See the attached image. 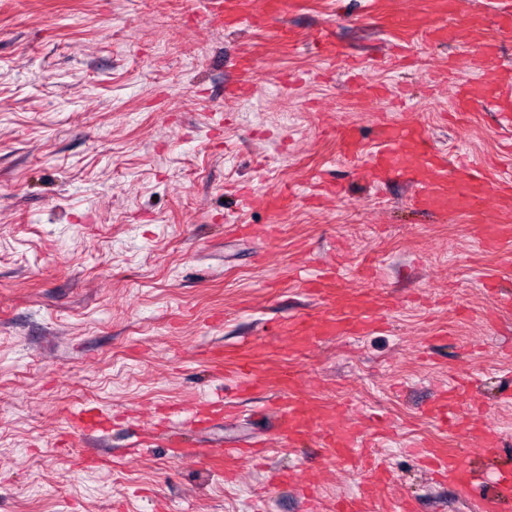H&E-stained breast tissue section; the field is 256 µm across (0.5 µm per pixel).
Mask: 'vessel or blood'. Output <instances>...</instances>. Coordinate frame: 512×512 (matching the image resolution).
Returning a JSON list of instances; mask_svg holds the SVG:
<instances>
[{
    "mask_svg": "<svg viewBox=\"0 0 512 512\" xmlns=\"http://www.w3.org/2000/svg\"><path fill=\"white\" fill-rule=\"evenodd\" d=\"M496 17L490 36L476 40L470 60L483 64L493 49L501 43L512 42V0H492ZM254 0H207L206 11L217 25L240 24L253 15ZM456 0H421L417 17L408 14L385 13L381 0L374 4L375 13L387 16L388 26L400 49L417 43H440L452 40L455 32L448 19L455 11ZM465 97L471 104H499L501 116L512 125V82L504 81L494 91L470 87ZM374 147L369 151L371 164L390 179L405 181L411 189L410 203L445 213H461L473 221H481L489 207L499 215L494 224H483L478 244L493 249L512 245V175L487 166H474L465 158L449 161L433 145L425 129L400 126L389 121L377 124ZM336 142L343 156L356 157L365 152L363 140L354 126L342 122L336 126ZM299 282L305 292L316 300L321 310L317 318L284 321L274 326L281 337L284 350H293L300 343L320 345L336 336H362L374 332L386 307L384 298L374 296L356 304H348L342 295L336 272L304 273ZM260 351L255 344H245L235 365L246 377L248 385L263 382L257 371ZM279 387L282 396L277 405L278 444L282 447L311 445L320 454L344 468L369 474L372 480L392 483L394 475L376 452L375 437L352 421L342 419L331 411L322 420L312 416L308 393L299 386L297 373L281 374ZM455 390L442 393L431 412L442 427L456 431L466 429L475 439L479 450L499 447L501 435L489 423L474 418L460 421L452 407ZM80 435L104 430L105 417L96 409L84 407L75 414ZM171 457L175 460L194 459L208 471L231 475L247 459L259 456L256 448H188L180 440H171ZM413 453L417 461L442 481L461 493L481 482L482 475L474 469L464 449L441 446L432 442L416 444ZM512 491V471L503 472L493 486L484 490L483 512H498L505 494ZM377 498L370 487L331 502L328 512H416L414 503L403 497L386 498L384 509H377Z\"/></svg>",
    "mask_w": 512,
    "mask_h": 512,
    "instance_id": "1",
    "label": "vessel or blood"
}]
</instances>
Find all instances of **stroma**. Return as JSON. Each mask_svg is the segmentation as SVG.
Returning a JSON list of instances; mask_svg holds the SVG:
<instances>
[{
    "mask_svg": "<svg viewBox=\"0 0 512 512\" xmlns=\"http://www.w3.org/2000/svg\"><path fill=\"white\" fill-rule=\"evenodd\" d=\"M370 2L298 0L280 38L208 24L203 0H0V512H154L157 496L166 512H303L300 487L269 485L262 466L231 484L147 437L156 410L220 396L238 411L195 430L197 444L273 438L264 392L204 357L246 342L268 378L313 381L315 411L389 422L380 451L417 512H481L405 447L436 439L426 411L462 386L458 413L502 436L473 464L489 483L512 467V315L485 319V284L512 290V262L466 219L413 208L368 157L337 156L334 127L357 124L368 143L384 116L425 127L444 153L501 161L495 112L460 115L455 97L512 70V43L480 68L461 38L402 59ZM324 25L337 57L311 47ZM245 58L252 90L235 96ZM284 184L295 197L269 212ZM230 224L280 232L254 242ZM333 257L347 289L389 299L385 321L284 357L271 325L319 309L293 271ZM85 405L110 413L101 448L129 463H82L71 413ZM269 464L300 469L326 500L360 487L312 446Z\"/></svg>",
    "mask_w": 512,
    "mask_h": 512,
    "instance_id": "stroma-1",
    "label": "stroma"
}]
</instances>
